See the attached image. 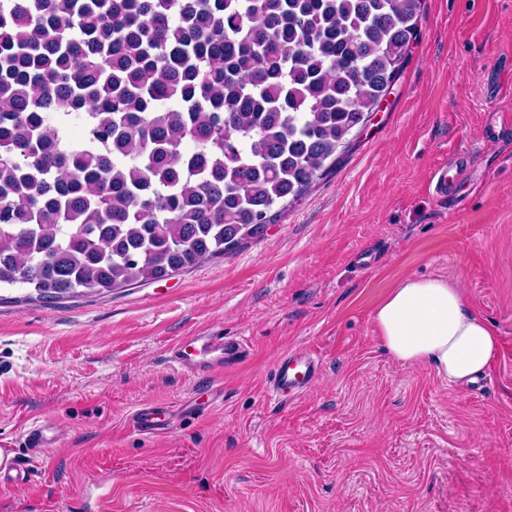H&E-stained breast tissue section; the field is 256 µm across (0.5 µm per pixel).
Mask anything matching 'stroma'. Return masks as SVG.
I'll list each match as a JSON object with an SVG mask.
<instances>
[{"instance_id": "35a3bbf8", "label": "stroma", "mask_w": 512, "mask_h": 512, "mask_svg": "<svg viewBox=\"0 0 512 512\" xmlns=\"http://www.w3.org/2000/svg\"><path fill=\"white\" fill-rule=\"evenodd\" d=\"M463 164L436 198L438 167ZM440 277L500 341L474 383L397 362L374 322L399 281ZM0 290V448L28 482L0 512H512V0H425L391 93L353 148L237 252L53 302ZM194 331L244 343L189 375ZM313 348L301 396L269 390ZM146 405L174 407L165 433ZM57 447L31 458L26 428ZM323 367V359L314 351L288 353L275 364L271 391L275 396L295 397L314 383ZM168 409L159 411L153 407H145L137 411L134 417L135 426L145 432H151L164 429L166 425V416ZM26 436L28 445L38 454H44L50 448H54L60 440L57 428L48 423L31 426Z\"/></svg>"}]
</instances>
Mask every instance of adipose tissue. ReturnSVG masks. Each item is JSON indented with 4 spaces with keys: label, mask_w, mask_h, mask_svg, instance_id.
Segmentation results:
<instances>
[{
    "label": "adipose tissue",
    "mask_w": 512,
    "mask_h": 512,
    "mask_svg": "<svg viewBox=\"0 0 512 512\" xmlns=\"http://www.w3.org/2000/svg\"><path fill=\"white\" fill-rule=\"evenodd\" d=\"M384 348L404 365L431 366L451 383L474 380L498 352L492 328L460 289L441 278H407L374 312Z\"/></svg>",
    "instance_id": "adipose-tissue-1"
}]
</instances>
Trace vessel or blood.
<instances>
[{
	"mask_svg": "<svg viewBox=\"0 0 512 512\" xmlns=\"http://www.w3.org/2000/svg\"><path fill=\"white\" fill-rule=\"evenodd\" d=\"M244 351L242 343L225 340L221 334L197 331L181 338L171 348L170 359L185 372L194 374L223 370ZM322 367L323 360L314 351L286 354L275 364L271 391L278 397L298 396L314 383ZM134 424L145 432L160 430L166 424V414L156 408L145 407L137 411ZM26 436L30 448L39 454L55 447L60 440L57 428L48 423L31 426Z\"/></svg>",
	"mask_w": 512,
	"mask_h": 512,
	"instance_id": "b4317fda",
	"label": "vessel or blood"
}]
</instances>
